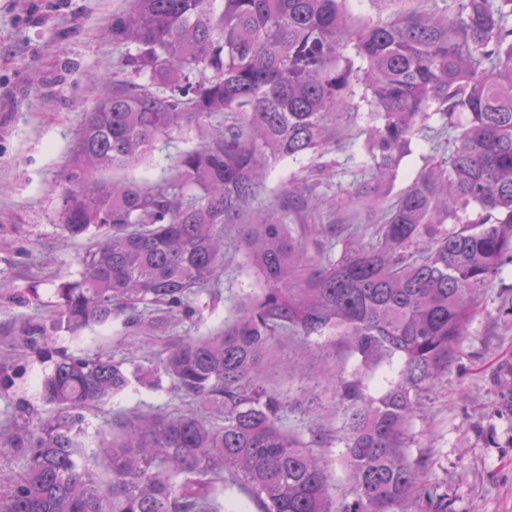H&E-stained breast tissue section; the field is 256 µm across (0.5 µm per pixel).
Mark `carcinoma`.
<instances>
[{"label": "carcinoma", "mask_w": 512, "mask_h": 512, "mask_svg": "<svg viewBox=\"0 0 512 512\" xmlns=\"http://www.w3.org/2000/svg\"><path fill=\"white\" fill-rule=\"evenodd\" d=\"M342 0H135L112 19V39L135 46L124 66L140 78L100 77L85 113L60 215L72 238L101 233L80 278L56 288L77 330L119 313L166 324L194 313L191 296L224 268L227 228L262 288L224 329L187 338L157 361L182 396L206 412L148 410L115 422L118 433L89 457L81 411L130 378L109 357L65 358L41 384L53 406L0 441L23 470L0 512H219L230 475L262 512H396L422 498L425 463L410 458L419 392L448 372L483 288L512 266V0H453L349 31ZM370 93L379 124L355 163L352 202L375 194L420 130L445 144L370 227L342 251L307 243L285 218L297 204H325L315 185L287 183L274 210H253L267 170L324 157L347 136L355 86ZM224 115V121L205 120ZM197 127L203 143L180 154L177 174L152 187L101 174L142 162L158 141ZM477 220L450 231L458 210ZM334 333L363 362L402 359L376 398L343 385L354 404L345 463L354 497L332 508L328 475L311 445L282 427L311 410L265 385L280 336ZM14 341L49 354L54 336ZM109 474L99 482L88 464Z\"/></svg>", "instance_id": "cac0c4a2"}]
</instances>
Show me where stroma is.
I'll use <instances>...</instances> for the list:
<instances>
[{"label":"stroma","mask_w":512,"mask_h":512,"mask_svg":"<svg viewBox=\"0 0 512 512\" xmlns=\"http://www.w3.org/2000/svg\"><path fill=\"white\" fill-rule=\"evenodd\" d=\"M132 0H0V362L11 367L13 385L0 391V433L22 421L24 408L48 416L40 398L43 378L61 357L108 356L127 371L143 366L102 410L84 413L86 450L98 447V433L113 419L148 408L188 410L190 399L174 394L169 378H157L150 366L168 346L188 336H207L223 327L257 285L254 270L240 254L228 253L224 272L193 300L195 313L162 329L129 327L125 317L73 332L52 325L55 290L79 278L81 258L96 238H71L60 227L65 184L62 172L77 143L85 112L96 102L92 81L100 75L125 76L129 46L112 40L113 17L127 14ZM389 0H346L351 27L410 10ZM200 143L195 128L173 130L157 143L147 161L115 171L120 180L151 185L169 176L180 152ZM336 174L323 180L320 195L336 199L332 209L291 217L296 233L313 240L314 227L367 222L361 205L347 202L352 180L341 152H332ZM427 144L413 138L384 191L394 196L426 165L435 161ZM49 326L55 337L51 356L14 346L11 336L23 325ZM298 338L275 345L277 367L266 373L269 388L294 397L309 395L311 413L288 414L283 424L312 443L329 475L333 504L351 498L353 483L344 464L350 402L343 383H357L365 396H379L386 379L397 376L398 361L362 366L340 336L320 338L311 352L297 356ZM334 372L341 383L323 380ZM409 454L427 463V498L406 500L398 512H512V272L484 288L479 308L461 337L453 363L419 397L410 426Z\"/></svg>","instance_id":"stroma-1"}]
</instances>
